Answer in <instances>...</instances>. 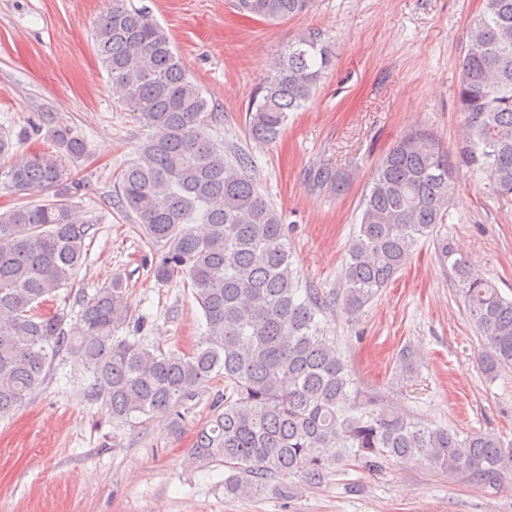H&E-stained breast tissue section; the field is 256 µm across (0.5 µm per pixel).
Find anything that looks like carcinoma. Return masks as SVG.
I'll list each match as a JSON object with an SVG mask.
<instances>
[{"label": "carcinoma", "instance_id": "carcinoma-1", "mask_svg": "<svg viewBox=\"0 0 512 512\" xmlns=\"http://www.w3.org/2000/svg\"><path fill=\"white\" fill-rule=\"evenodd\" d=\"M314 0H235L247 17L283 21ZM95 50L127 110L148 128L120 177L121 210L160 251L150 268L158 283L190 280L205 322L194 347L165 353L118 332L142 324L129 312L121 278L82 300L79 311L39 314L37 306L76 279L93 224L74 199L61 157L80 159L87 145L67 127L49 131L58 153L15 150L0 132V178L54 199L0 212V417L25 405L67 355L91 374L90 396L128 420L177 407L213 376L224 395L197 432L188 464L224 467V493L264 494L277 476L324 482L341 466L374 467L391 458L427 459L448 477L495 485L512 475V446L483 435L461 440L379 396L358 389L352 370L324 328L321 296L302 288L281 214L259 192L247 157L229 160L205 132L208 101L148 9L112 0L95 32ZM332 40L311 31L288 44L252 96L250 135L273 142L288 113L301 110L335 62ZM457 92L465 115L452 156L429 130L405 133L376 165L361 201L336 299L349 317L430 239L484 346L481 368L493 379L512 366V300L440 232L450 216L460 172L490 176L489 191L512 201V0H484L472 21ZM312 185L341 196L352 174L318 166ZM203 225L190 226L195 216Z\"/></svg>", "mask_w": 512, "mask_h": 512}]
</instances>
